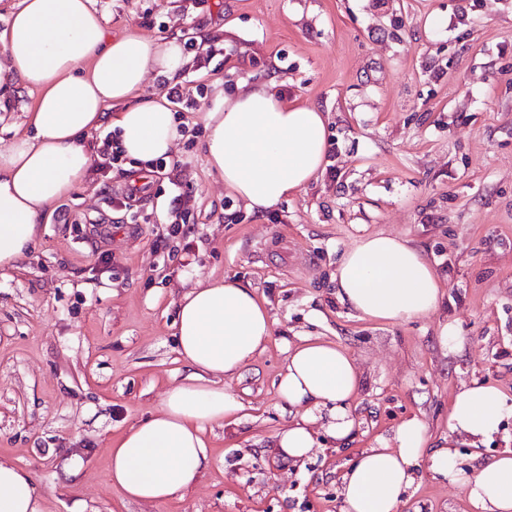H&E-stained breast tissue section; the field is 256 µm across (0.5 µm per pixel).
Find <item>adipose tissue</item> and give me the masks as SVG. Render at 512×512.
Segmentation results:
<instances>
[{
	"label": "adipose tissue",
	"mask_w": 512,
	"mask_h": 512,
	"mask_svg": "<svg viewBox=\"0 0 512 512\" xmlns=\"http://www.w3.org/2000/svg\"><path fill=\"white\" fill-rule=\"evenodd\" d=\"M190 62L175 36L157 42L132 25L108 36L94 0H20L0 29V110L24 89L37 98L26 114L30 134L0 149V270L18 266L47 208L85 183L99 157L94 132H114L124 157L144 164L175 153L180 134L165 91L147 97L143 90L150 77L175 81ZM202 120L210 169L256 215L300 193L324 170L323 112L289 101L273 84L218 92ZM336 283L353 310L388 322L430 315L442 298L440 278L422 253L386 233L346 250ZM175 327L177 351L193 373L109 452L112 483L131 501H164L196 480L207 458L204 431L243 408L220 382L265 350L274 320L252 289L232 280L199 281L180 298ZM358 380L353 357L336 344L306 337L289 347L278 394L295 413L276 435L279 453L304 460L320 430L346 439ZM507 412L512 403L497 385L476 382L456 394L448 428L480 441ZM423 462L441 477L463 480L481 512H512V451L460 476L449 448H430L428 428L416 418L400 422L391 440L366 449L343 472L342 512H398ZM0 512H43L31 475L1 459Z\"/></svg>",
	"instance_id": "obj_1"
}]
</instances>
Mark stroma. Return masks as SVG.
<instances>
[{"label":"stroma","instance_id":"stroma-1","mask_svg":"<svg viewBox=\"0 0 512 512\" xmlns=\"http://www.w3.org/2000/svg\"><path fill=\"white\" fill-rule=\"evenodd\" d=\"M109 35L150 39L205 25L180 78L191 134L129 194L125 168L95 167L54 204L27 256L0 271V459L31 473L45 512H340V474L412 416L455 443L461 474L512 450V416L481 443L450 437L472 382L512 399V0H95ZM440 18L430 27V18ZM274 82L327 115V164L264 216L209 168L202 112L217 88ZM124 199V208L112 206ZM185 222L170 234L171 202ZM411 241L441 277V304L403 322L360 316L336 267L359 239ZM233 279L275 320L265 351L223 385L245 409L207 428L197 480L162 503L125 500L108 450L159 411L191 368L176 352L186 285ZM452 327L457 348L441 343ZM306 334L356 361L355 419L318 434L297 464L275 448L294 414L277 382ZM399 512H478L467 487L416 470Z\"/></svg>","mask_w":512,"mask_h":512}]
</instances>
